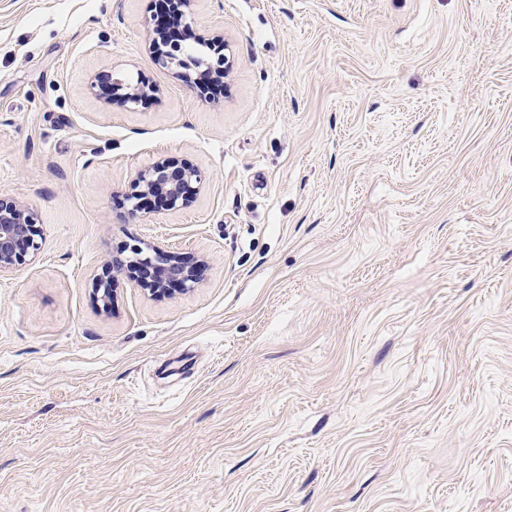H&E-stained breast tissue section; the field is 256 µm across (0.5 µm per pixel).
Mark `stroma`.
I'll use <instances>...</instances> for the list:
<instances>
[{
    "instance_id": "35a3bbf8",
    "label": "stroma",
    "mask_w": 512,
    "mask_h": 512,
    "mask_svg": "<svg viewBox=\"0 0 512 512\" xmlns=\"http://www.w3.org/2000/svg\"><path fill=\"white\" fill-rule=\"evenodd\" d=\"M154 7L0 0V512H512V0H194L218 96ZM161 158L206 186L129 214ZM139 241L197 284L102 311ZM185 36L179 39H170L159 33L153 37L155 51V64L162 70L172 68H180L186 71L196 69L205 65V70L201 74L210 75L211 77H219L220 79L228 75L232 68V61L230 55L226 54L227 47L224 39L221 36H213L211 38H203L196 33L195 28L191 23H185ZM208 41V54L206 61L192 56L187 52L190 45L197 43V41ZM200 77V80L204 78ZM98 89H106L111 93L112 98L118 99L124 105L139 104L145 96H152L156 91V87L149 86L136 80L126 73L115 71L112 67L99 72L90 83V89L96 91ZM42 236L33 208L0 198V276L34 258L41 249Z\"/></svg>"
}]
</instances>
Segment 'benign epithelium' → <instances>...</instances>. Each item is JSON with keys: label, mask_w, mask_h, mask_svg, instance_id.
Returning a JSON list of instances; mask_svg holds the SVG:
<instances>
[{"label": "benign epithelium", "mask_w": 512, "mask_h": 512, "mask_svg": "<svg viewBox=\"0 0 512 512\" xmlns=\"http://www.w3.org/2000/svg\"><path fill=\"white\" fill-rule=\"evenodd\" d=\"M186 34L179 39H170L161 34L153 38L155 64L162 70L180 68L186 71L205 67L203 74L224 78L232 68L230 55L224 39L213 36L208 39L206 61L187 52L190 45L203 40L191 24L185 26ZM106 89L112 98L127 105L140 103L145 96H152L156 87L149 86L131 75L107 68L99 72L90 83V89ZM206 173L189 164H178L168 159L155 162L140 172L124 194L123 203L135 214L139 202L145 195L160 196L171 209L188 206L195 195L206 184ZM42 228L36 211L12 199L0 198V274L10 272L27 264L40 251ZM128 260H112V267L98 278L94 295L104 310L112 305V279L114 274L128 271L138 285L155 299H164L178 285L186 291L198 283V268L201 262H191L183 254L151 247L152 255L144 254L139 244L127 247Z\"/></svg>", "instance_id": "obj_1"}]
</instances>
